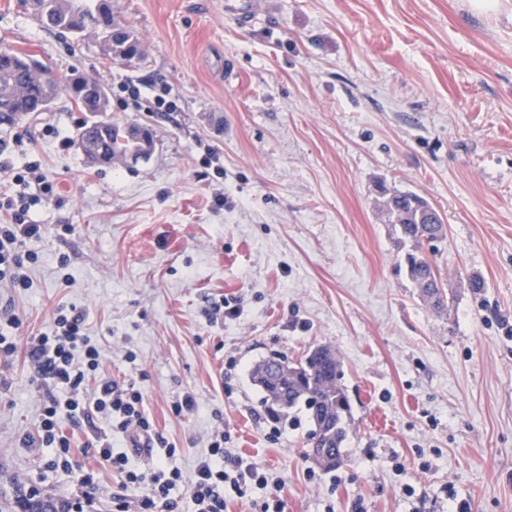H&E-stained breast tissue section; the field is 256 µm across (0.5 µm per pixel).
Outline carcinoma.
<instances>
[{
  "mask_svg": "<svg viewBox=\"0 0 512 512\" xmlns=\"http://www.w3.org/2000/svg\"><path fill=\"white\" fill-rule=\"evenodd\" d=\"M34 17L59 35L79 43L89 34L97 36L102 55L125 63L140 61L144 44L132 26L112 9V0H31ZM66 93L74 104L86 112L76 145H81L85 132L102 150L103 157L124 161L132 150L154 148L152 130L147 139H135L133 126L102 119L110 110V98L96 81L76 76L64 82L56 77L35 54L12 48L0 49V124H14L45 111L48 104ZM390 223L398 226L401 242L407 246L403 263L408 279L421 286V293L434 309L445 307L447 294L435 285L439 274L424 257V243L435 239L443 225L431 224L429 203L409 192H394L384 202ZM277 356L256 363L250 371L252 383L263 394L267 411L283 419L302 412L309 425L306 446L320 448L329 457L322 464L334 469L344 460L343 448L348 434L350 404L340 383L341 364L336 350L320 345L307 350L297 362L272 367Z\"/></svg>",
  "mask_w": 512,
  "mask_h": 512,
  "instance_id": "1",
  "label": "carcinoma"
}]
</instances>
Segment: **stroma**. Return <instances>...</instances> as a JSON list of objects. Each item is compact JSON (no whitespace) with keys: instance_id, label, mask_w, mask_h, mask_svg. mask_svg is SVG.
I'll list each match as a JSON object with an SVG mask.
<instances>
[{"instance_id":"1","label":"stroma","mask_w":512,"mask_h":512,"mask_svg":"<svg viewBox=\"0 0 512 512\" xmlns=\"http://www.w3.org/2000/svg\"><path fill=\"white\" fill-rule=\"evenodd\" d=\"M225 2L112 0L146 47L128 65L0 0V46L95 78L107 119L156 140L149 159L91 164L71 143L85 114L64 95L0 126L13 163H39L54 186L29 214L46 227L30 286L0 290V308L24 337L58 305L85 310L102 375L143 378L184 474L221 430L226 454L282 483L284 512H512V0H257L245 29ZM158 95L174 110L156 111ZM396 190L446 226L431 255L446 310L399 269L382 210ZM226 301L237 313L211 320ZM316 344L335 348L351 403L333 470L304 457V430L273 421L249 378ZM34 376L24 357L0 363V501L35 488L57 505L71 477L21 441L41 419ZM187 393L196 409L174 414Z\"/></svg>"}]
</instances>
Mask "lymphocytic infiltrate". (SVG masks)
<instances>
[{"instance_id":"lymphocytic-infiltrate-1","label":"lymphocytic infiltrate","mask_w":512,"mask_h":512,"mask_svg":"<svg viewBox=\"0 0 512 512\" xmlns=\"http://www.w3.org/2000/svg\"><path fill=\"white\" fill-rule=\"evenodd\" d=\"M11 152V145L0 141V171L11 174L17 188L15 195L0 196V286L14 291L29 288L26 270L37 262L38 255L27 244L43 235L42 225L30 223L27 215L32 206L51 196L54 188L38 165L15 169L9 160ZM19 328L14 313L8 311L0 317V359H11L16 351H23L38 373L44 398L36 441L54 451L44 466L75 477L65 512L98 509L95 474L76 461L72 440L63 430L64 425L78 428L96 417L115 424L132 446L128 453L114 451L109 436L98 430L86 442L128 489L122 512H178L180 501L172 491L184 481L191 486V512H226L228 494H242L249 483L267 486L268 478L255 462L225 458V435L220 431L213 435L192 476H184L168 462L150 472L143 470L136 451L149 447L153 425L145 411L142 388L133 379L121 382L97 377L101 350L86 333L85 312L73 305L58 306L49 329L29 338L22 348L17 345Z\"/></svg>"}]
</instances>
